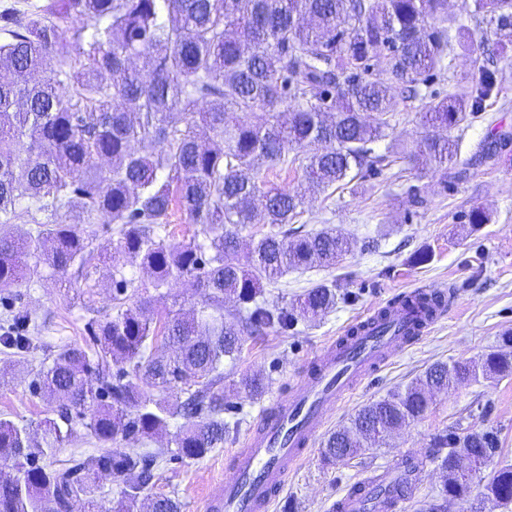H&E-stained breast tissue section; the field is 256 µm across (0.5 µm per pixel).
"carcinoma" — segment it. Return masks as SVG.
I'll return each mask as SVG.
<instances>
[{"instance_id":"cac0c4a2","label":"carcinoma","mask_w":512,"mask_h":512,"mask_svg":"<svg viewBox=\"0 0 512 512\" xmlns=\"http://www.w3.org/2000/svg\"><path fill=\"white\" fill-rule=\"evenodd\" d=\"M497 42L512 45V0H474ZM463 26L448 17L447 0H44L33 10L0 11V293L41 277L42 269L74 276L90 295L95 260L86 224H114L112 316L97 324L93 345H67L42 362L39 392L57 402L38 424L0 418V512H180L176 498L151 492L160 453L121 451L116 443L143 442L167 431L176 456L200 460L224 445V360L234 362L245 336L286 332L336 304L325 283L293 304L262 299L264 283L297 270L336 265L355 243L329 229L302 233L284 226L302 213L308 192L348 184L377 170L388 155L373 145L386 137L396 103L392 84L425 100V135L408 158H425L448 178L465 176L477 156L436 135L479 112L502 91L503 68L491 62L457 83L443 98L424 93L445 75ZM68 30L73 50L55 51ZM145 57L148 73L133 65ZM386 60L372 75L373 61ZM260 109L261 124L235 112ZM370 113L374 122L363 119ZM209 136L202 137L199 129ZM28 140L27 154L17 151ZM139 145L134 149L133 145ZM313 144L300 182L266 189L255 163L288 161ZM200 225L205 242L166 232L173 207ZM30 224L20 239L14 224ZM271 224L243 262L228 261L239 228ZM153 273L152 288L182 281L200 291L201 307L155 321L144 285L129 267ZM238 308L224 313V298ZM433 291L412 312L443 304ZM33 325L15 316L0 326V345L28 350ZM119 369L112 370V365ZM512 374V352L481 361L438 362L403 390L362 407L331 432L323 460H351L423 417L433 391L461 380ZM246 397L267 389L265 378L235 381ZM80 420L105 451L53 468L45 460ZM450 448H469L475 461L501 452L498 431L443 430L430 439L425 459L444 474V487L427 512H447L448 500H467L472 487L459 476ZM388 486L366 479L353 488L371 512H396L418 488L423 462L395 463ZM122 483L107 507L99 481ZM489 510L512 505V465L483 486Z\"/></svg>"}]
</instances>
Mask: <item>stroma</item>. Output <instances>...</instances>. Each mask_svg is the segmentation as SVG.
I'll return each instance as SVG.
<instances>
[{"label":"stroma","instance_id":"1","mask_svg":"<svg viewBox=\"0 0 512 512\" xmlns=\"http://www.w3.org/2000/svg\"><path fill=\"white\" fill-rule=\"evenodd\" d=\"M472 8L473 0H448L449 16L465 26L466 39L482 50L456 49L446 78L431 85L438 95H446L449 84L475 75L484 53L497 49L487 25L471 17ZM504 78L495 103L451 130L462 155L475 152L491 131L512 132V68L506 69ZM395 101V127L389 140L413 145L423 132L421 102L400 95ZM389 140L378 143V153H386ZM413 186L419 188L422 203L412 202L408 191ZM477 208L485 210L490 220L475 228L469 215ZM299 222L309 230L335 229L354 239L356 247L335 267L284 275L266 285L265 297L271 302L290 300L315 284L332 282L336 304L321 319L299 323L296 329L245 337L239 358L225 363L224 418L234 423V433L223 447L199 461L164 455L157 470L155 493L178 498L182 512H206L207 488L231 475L233 451L242 447L263 412L287 397L327 341L391 297L416 287L453 291L445 316L338 404L329 414L328 430L347 423L370 401L415 382L431 364L480 358L501 336L512 333V142L464 180L434 175L426 161L396 159L381 173L310 196ZM368 240L375 242V249H364ZM417 252L429 253L430 261L414 264ZM92 278L97 288L88 301L71 277L61 275H47L0 295L1 319L25 312L36 319L32 352L0 347V369L7 371L0 379L1 418L34 426L50 416L48 403L34 391L40 362L64 346L89 343L96 322L112 313L110 265L99 258ZM246 372L268 380L260 399L246 398L234 389L233 380ZM432 400L421 419L392 434L381 448L352 460L328 465L321 459L320 446L310 448L289 476L273 512H331L332 503L356 481L406 452L425 454L432 434L456 426L497 428L502 451L495 462L512 464V376L462 383L434 394Z\"/></svg>","mask_w":512,"mask_h":512}]
</instances>
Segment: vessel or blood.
<instances>
[{"instance_id": "b4317fda", "label": "vessel or blood", "mask_w": 512, "mask_h": 512, "mask_svg": "<svg viewBox=\"0 0 512 512\" xmlns=\"http://www.w3.org/2000/svg\"><path fill=\"white\" fill-rule=\"evenodd\" d=\"M389 331L365 329L360 336L329 340L287 400L274 403L259 426L232 455L236 476L211 485L208 512H270L290 472L321 435L330 406L348 397L397 350L408 347L412 315L402 309L387 315Z\"/></svg>"}]
</instances>
